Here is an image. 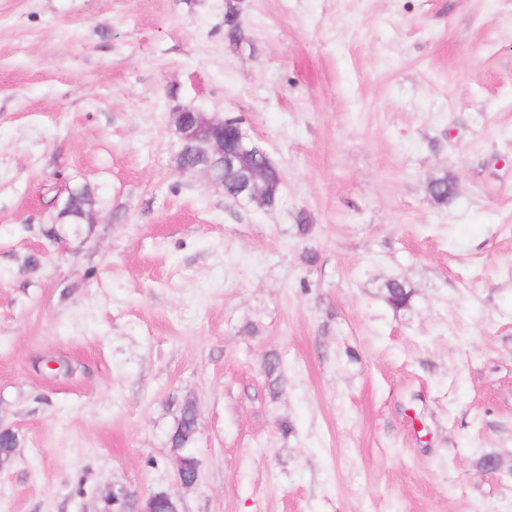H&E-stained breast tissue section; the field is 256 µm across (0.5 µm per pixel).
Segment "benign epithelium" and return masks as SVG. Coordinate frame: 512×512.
Returning <instances> with one entry per match:
<instances>
[{"label":"benign epithelium","mask_w":512,"mask_h":512,"mask_svg":"<svg viewBox=\"0 0 512 512\" xmlns=\"http://www.w3.org/2000/svg\"><path fill=\"white\" fill-rule=\"evenodd\" d=\"M171 126L180 143V153L187 156L176 166L180 172H198L216 188L224 187V168H237L241 181L232 201L262 205L253 192L258 182L280 171L267 151L249 129L234 118H217L203 112L182 108L172 113ZM190 448L173 449V465L180 485L194 486L198 475L187 476V456ZM132 494L123 490L104 499V512H128ZM165 502L169 512H179L177 500L164 492L154 493L139 501L137 512H157V505Z\"/></svg>","instance_id":"obj_1"}]
</instances>
